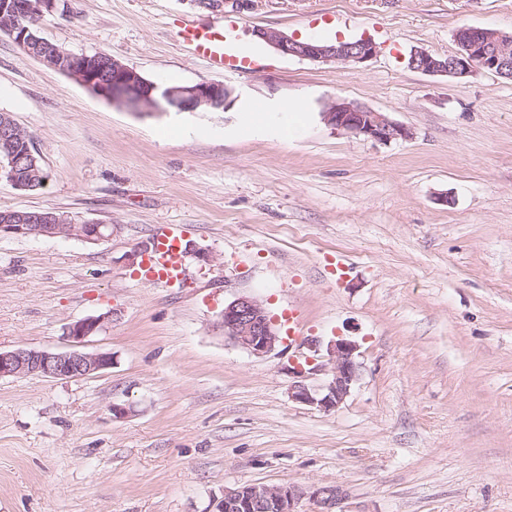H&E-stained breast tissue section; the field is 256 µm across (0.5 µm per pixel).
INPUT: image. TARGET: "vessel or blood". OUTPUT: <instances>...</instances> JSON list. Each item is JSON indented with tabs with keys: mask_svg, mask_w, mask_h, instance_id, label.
I'll use <instances>...</instances> for the list:
<instances>
[{
	"mask_svg": "<svg viewBox=\"0 0 512 512\" xmlns=\"http://www.w3.org/2000/svg\"><path fill=\"white\" fill-rule=\"evenodd\" d=\"M236 23L223 19L201 24L187 20L180 24L176 36L181 46L195 56L203 58L217 72L257 66L259 60L244 55L235 48ZM180 225L160 224L154 230V245L142 257L138 275L140 279L170 285L182 282L185 262Z\"/></svg>",
	"mask_w": 512,
	"mask_h": 512,
	"instance_id": "b4317fda",
	"label": "vessel or blood"
}]
</instances>
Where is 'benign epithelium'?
<instances>
[{
	"label": "benign epithelium",
	"instance_id": "1",
	"mask_svg": "<svg viewBox=\"0 0 512 512\" xmlns=\"http://www.w3.org/2000/svg\"><path fill=\"white\" fill-rule=\"evenodd\" d=\"M23 8L19 0H0V28L18 43L36 44V49L30 51L31 56L74 78L118 108L133 112H161L165 108L178 112L227 108L231 90L223 84L161 86L106 53L76 55L64 51L39 38L35 29L18 23ZM255 36L283 56L310 61L360 64L377 53V46L370 39L334 44L302 41L272 28H259ZM457 43L458 50L447 56H437L425 49L413 51L411 68L427 75L452 77H466L478 70L498 75L512 71V32L468 27L458 31ZM106 74L110 77L108 82L103 80ZM322 118L335 130L383 143L411 136L407 128L394 123L384 113L344 100L333 102L322 112ZM1 233L23 237L77 236L91 242L112 237V225L74 224L66 215L54 211L11 210L0 214ZM111 317L112 313L108 312L69 324L66 336L71 345L64 351L32 347L0 350V379L30 375L77 379L111 368L112 354L83 350L86 340L102 330ZM222 323L224 335L258 357L272 353L280 342L274 321L264 306L250 296H240L225 305ZM308 347L313 356L288 369L293 377L291 398L323 411L336 409L359 380V345L352 339L338 336L328 342L324 360L318 358L320 341L312 339ZM322 373L328 375L324 383H311ZM306 496L316 500L321 512H335L340 501L339 493L331 488L309 492L294 485L244 484L224 489L223 498L214 512H298L297 505Z\"/></svg>",
	"mask_w": 512,
	"mask_h": 512
}]
</instances>
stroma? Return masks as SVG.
<instances>
[{"instance_id": "1", "label": "stroma", "mask_w": 512, "mask_h": 512, "mask_svg": "<svg viewBox=\"0 0 512 512\" xmlns=\"http://www.w3.org/2000/svg\"><path fill=\"white\" fill-rule=\"evenodd\" d=\"M260 65L215 73L174 40L198 0H60L45 40L107 53L157 84H225L223 111L129 112L0 32V112L48 174L0 210H53L112 227L109 239L0 236V349H68L66 328L111 313L85 348L110 369L82 379L0 380V512H208L249 483L336 488L337 512H512V80L407 67L446 56L463 27L512 32V0H227ZM331 42L368 37L361 64L278 54L256 29ZM303 98V137L275 132ZM265 101L259 130L242 102ZM345 100L410 138L327 125ZM184 134L168 138V124ZM159 224L208 249L182 283L138 279L132 254ZM345 258L349 271L331 267ZM247 295L303 336H347L360 377L336 410L290 396L302 345L263 357L224 336ZM115 404L131 406L122 419Z\"/></svg>"}]
</instances>
